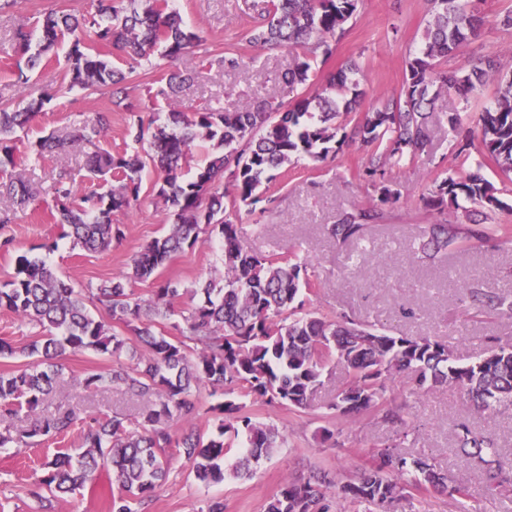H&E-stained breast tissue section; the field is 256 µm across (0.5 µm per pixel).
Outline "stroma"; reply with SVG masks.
I'll return each mask as SVG.
<instances>
[{"instance_id": "stroma-1", "label": "stroma", "mask_w": 512, "mask_h": 512, "mask_svg": "<svg viewBox=\"0 0 512 512\" xmlns=\"http://www.w3.org/2000/svg\"><path fill=\"white\" fill-rule=\"evenodd\" d=\"M241 3L175 0V8L202 37L196 54L216 60L236 53L256 60L250 73L201 68L182 94L184 108L232 112L264 97L287 98L282 76L292 56L285 49L260 48L247 42L253 20L241 11ZM71 4L88 10L92 0H19L14 11L0 15V107L10 108L18 101L10 49L15 27L34 25L45 12ZM478 7L488 22L479 38L466 48V55L495 54L512 45V29L494 23L496 15L512 9V0H480ZM424 10L423 0H360L332 58L314 60L310 86H319L346 62L357 61L364 74L359 109L371 110L378 96L399 90L408 51L417 46L425 26ZM172 67V62L155 55L141 61L130 75L127 93L143 119L166 112L165 100L154 97L149 89ZM63 75L64 66L57 62L34 73V81L56 89L58 95L32 122L27 141L53 131L67 135L89 114L105 112L110 127L102 147L115 151L132 148L130 115L113 107L111 92L64 90ZM455 139V132L443 122L430 147L414 162L393 169L390 180L401 195L400 201L388 209L385 222L374 225L359 244H338L326 231L327 225L335 223L337 212L368 206L374 197L371 187L358 175L366 150L357 142L343 145L326 160L302 157L277 170L275 179L261 187L270 199L266 212L241 214L236 220L238 229L256 252L309 258L310 306L328 318L370 322L412 336H437L447 341L462 362L482 353L491 341L512 346V316L471 315L463 293L464 286L479 283L512 295V182H503L494 167L477 168L475 156L456 155L452 148ZM84 159V150L73 147L43 156H24L25 176L38 187L40 198L18 213L13 223L0 224V238H12L23 250L35 249L37 256L76 287L95 288L125 272L131 256L163 235L173 216L171 208L155 197L156 176L147 171L142 175L137 205L114 217L122 239L97 253L74 246L62 237L50 216L55 205L51 187L60 168L67 167L73 170L80 188H87ZM475 170L500 186L502 208L488 211L451 206L441 214L424 209L421 196L434 181ZM443 219L459 224L486 222L496 229L494 240L451 246L431 257L422 255L418 250L420 226ZM222 269L216 242L201 241L173 257L163 276L190 289ZM408 307L415 309V317H403L402 311ZM61 363L63 380L49 396L47 410L71 405L84 415L137 413L140 400L123 391L84 387L88 374L111 368V361L85 351L65 355ZM345 378L339 367L325 375L315 397L317 408L307 413L244 398L246 412L284 431L287 444L262 461L252 477L228 478L207 488L196 482L189 464L173 461L165 484L145 512H205L212 500L223 501L226 512H263L265 502L285 480L326 472L341 484L369 469L375 450L390 443L395 431L370 414L354 416L328 409ZM414 379V373H404L390 382L387 394L388 400L402 406L405 415L420 428L412 451L433 457L453 477L467 482L471 496L460 504L431 491L423 495L412 491L395 501L390 512H506L512 500L487 489L481 472L457 452L449 428L453 422L467 420L478 430L495 433L503 456L508 457L512 455V412L476 414L463 392L445 387L423 391L415 388ZM324 428L333 431L332 440H321ZM83 436V426L77 425L64 438L41 445L21 450L0 448V512H108L112 490L107 485L97 493L84 492L65 500L37 495L40 461L55 451L80 447Z\"/></svg>"}]
</instances>
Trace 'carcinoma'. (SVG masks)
<instances>
[{
  "label": "carcinoma",
  "mask_w": 512,
  "mask_h": 512,
  "mask_svg": "<svg viewBox=\"0 0 512 512\" xmlns=\"http://www.w3.org/2000/svg\"><path fill=\"white\" fill-rule=\"evenodd\" d=\"M359 0H263L246 4L258 10V22L249 42L284 47L293 62L284 81L294 99L249 102L237 112L201 109L183 112L177 99L193 80L191 57L201 36L188 27L169 0H97L95 11L51 10L38 20L39 39L21 26L13 36L15 85L22 107L0 109V194L25 208L36 191L22 173L15 139L42 111L51 96L31 84V73L47 65L49 53L67 47L68 87L99 91L126 79L112 66L116 49L136 63L156 51L170 59H184L183 68L161 75L160 94L169 104L167 121L139 118L129 135L148 149L140 154L112 152L96 145L108 130V118L95 112L72 134H49L27 149L51 153L68 143L95 147L86 163L96 187L80 193L67 171L53 186L55 212L51 216L88 252L108 248L122 236L112 215L131 208L139 199L141 173L151 165L158 174L156 197L173 208V224L133 257L123 274L96 289L77 288L58 277L46 262L29 253L16 255L9 278L0 283V309L41 329V335L18 351L0 340V357L20 352L32 359L25 368L0 374V448L28 447L56 440L76 424L69 407L44 411V404L62 375L58 359L68 352L91 350L109 360L125 356L130 366L90 374L84 386L123 388L144 401L132 422L117 413L92 417L77 455L58 452L41 464L40 484L54 498L73 496L107 477L112 485L109 512H137L146 507L166 481L171 460L188 463L195 479L208 487L226 476L253 475L260 460L287 443L277 428L244 412L239 397L287 406L299 412L314 408L313 396L323 384L324 371L335 364L347 373L330 409L340 411L349 400L348 414H373L398 428L399 442L377 452L375 465L341 487L352 503L372 512L395 501L409 489L434 490L455 501L470 496L467 485L427 458L401 452L416 427L402 409L385 403L387 381L405 371L417 373L419 387L448 386L464 392L474 410H512V348H488L478 359L459 364L448 345L436 336H407L344 320L329 319L305 308L299 299L310 287L307 258L274 257L251 249L238 235L233 218L241 212L265 211L259 187L271 172L307 156L323 161L336 153L347 135H338L353 123L352 136L367 148L359 176L373 189L377 203L339 213L329 234L342 244H357L373 224L385 218L383 206L399 200L388 173L415 160L432 143L438 124L436 102L452 90L467 94L489 83L494 96L480 114L477 129H468L456 141V153L476 150L480 160L495 166L512 180V59L504 54L467 58L445 70L442 63L459 56L478 37L484 17L465 0H425L426 24L419 46L405 62L398 93L378 98L370 112H357L364 91L351 61L327 77L322 88L307 91L310 59H330L336 42L346 33ZM207 141L212 152L206 163L186 178L194 142ZM498 188L480 173L446 177L433 183L422 199L440 212L448 204L467 202L498 209ZM215 237L223 255L224 274L187 290L188 306L175 309L180 289L161 277L171 258L199 242ZM489 227L430 224L420 232V250L436 252L470 241H487ZM152 281L149 298L134 296L132 282ZM469 307L491 315L512 312V295L467 287ZM98 301L107 310L104 320L91 312ZM220 388L224 401L210 410L217 425L207 436L194 421L200 414L196 391L202 385ZM31 417L22 429L13 420ZM186 425L180 434L171 422ZM455 447L484 472L499 494L512 495V476L497 454L498 439L461 422L452 431ZM244 452L231 466L232 449ZM334 485L324 472L306 480H287L264 506V512H330L328 489Z\"/></svg>",
  "instance_id": "1"
}]
</instances>
